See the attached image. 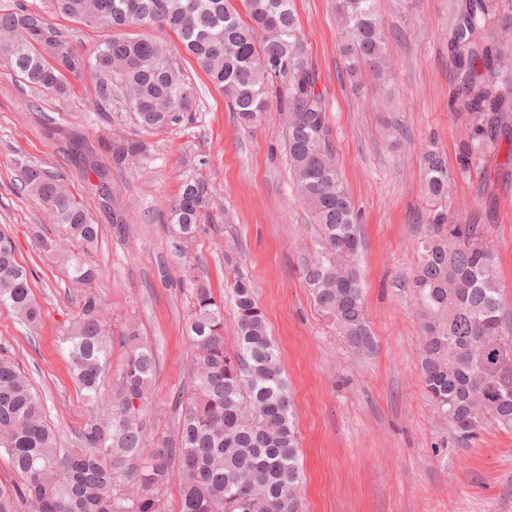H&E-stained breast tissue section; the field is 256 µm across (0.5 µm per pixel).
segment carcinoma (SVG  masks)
<instances>
[{"label": "carcinoma", "instance_id": "cac0c4a2", "mask_svg": "<svg viewBox=\"0 0 512 512\" xmlns=\"http://www.w3.org/2000/svg\"><path fill=\"white\" fill-rule=\"evenodd\" d=\"M57 13L111 32L88 55L43 12L20 3L0 5V56L31 90L67 95L68 78L87 80L95 112L112 120L126 112L140 128L182 126L196 99L175 52L193 56L224 91L239 124L253 126L277 104L288 113V164L296 191L319 226L318 250L302 266L313 301L347 343L369 350L357 260L362 240L352 200L336 168L330 127L317 75L306 59L293 0H242V19L231 0H52ZM336 19L345 76L361 85L363 70L377 76L389 67L386 34L376 0H337ZM127 29L150 33L131 37ZM174 33L179 48L168 45ZM448 42L455 101L470 115L462 144L463 168L488 153L506 150L512 166V0H459ZM100 148L112 159L73 145L85 178L112 180L143 157L145 142L112 133ZM431 203L426 234L410 288L421 307L426 394L454 432L467 439L490 424L512 431V330L504 326L497 253L478 224L448 223V166L432 147L422 157ZM20 188L42 204L82 250L98 244L100 228L71 192L67 178L42 166L21 171ZM112 229L127 235L125 207L112 194ZM166 222L189 242L203 224L224 223L212 185L200 172L185 175ZM59 258L84 287L77 318L64 338L73 377L84 398L98 399L110 344L99 272L75 253ZM32 271L15 257L0 231V305L35 326L41 318L29 285ZM193 312L187 327L192 347L188 392L173 404L174 437L144 455L143 412L150 399L156 359L137 336L123 365L112 403L89 419L75 448L60 446L46 422L39 395L19 364L0 350V455L20 483H0V512H168L167 492L180 477L179 512H300L298 460L288 383L280 352L250 281L232 284L238 332L224 343V299L199 278L191 281ZM496 352L483 367L475 350Z\"/></svg>", "mask_w": 512, "mask_h": 512}]
</instances>
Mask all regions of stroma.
Returning <instances> with one entry per match:
<instances>
[{
	"instance_id": "stroma-1",
	"label": "stroma",
	"mask_w": 512,
	"mask_h": 512,
	"mask_svg": "<svg viewBox=\"0 0 512 512\" xmlns=\"http://www.w3.org/2000/svg\"><path fill=\"white\" fill-rule=\"evenodd\" d=\"M458 0H378L390 65L382 78L365 77L353 92L344 75L334 0H294L305 55L324 95L337 169L359 216L358 267L373 349L346 346L320 316L302 278L318 227L295 192L285 151L287 118L277 109L255 126L239 125L223 92L187 54L178 62L199 98L191 124L144 132L130 120L124 131L145 141L144 159L113 170L123 197L127 236L89 190L67 148L96 145L109 131L94 115L92 89L76 82L68 96L43 95L10 77L0 60V230L14 241L19 263L42 310L37 328L0 305V346L35 384L62 447L96 405L76 386L61 339L80 310L81 284L34 240L64 241L49 212L20 193L27 165L63 174L101 226L96 249L83 253L99 266L111 356L101 397L118 387L128 330H138L157 357L144 412L147 451L173 432L171 402L190 384L185 325L192 286L184 269L224 294V341L234 344L236 317L228 294L235 276L253 284L270 336L281 352L296 421L304 483L302 512H512V432L490 426L461 440L425 394L422 317L410 288L414 250L425 232L429 199L421 155L436 145L448 165V221L484 217L498 257L502 311L512 326V177L498 176L503 155L462 170L460 147L468 114L452 104L455 84L448 28ZM224 207L220 228L202 225L183 242L165 222L181 179L199 157Z\"/></svg>"
}]
</instances>
